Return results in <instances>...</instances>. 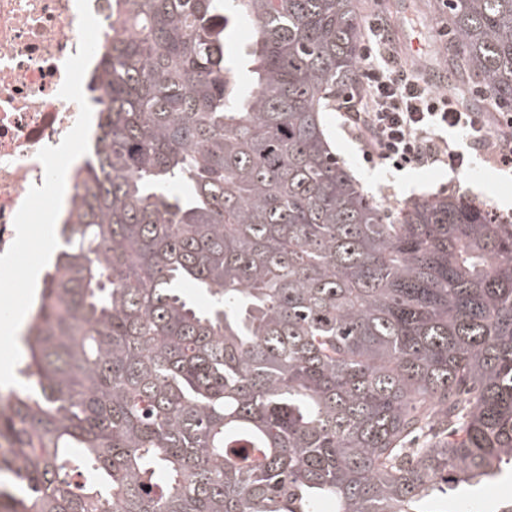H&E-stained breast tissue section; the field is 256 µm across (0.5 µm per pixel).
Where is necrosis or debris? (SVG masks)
Listing matches in <instances>:
<instances>
[{
    "label": "necrosis or debris",
    "instance_id": "necrosis-or-debris-1",
    "mask_svg": "<svg viewBox=\"0 0 512 512\" xmlns=\"http://www.w3.org/2000/svg\"><path fill=\"white\" fill-rule=\"evenodd\" d=\"M78 22L76 0H0V254L30 188L43 183L38 151L59 145L77 120V104L59 91Z\"/></svg>",
    "mask_w": 512,
    "mask_h": 512
}]
</instances>
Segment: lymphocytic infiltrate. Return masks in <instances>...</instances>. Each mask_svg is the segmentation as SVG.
I'll return each instance as SVG.
<instances>
[{
    "mask_svg": "<svg viewBox=\"0 0 512 512\" xmlns=\"http://www.w3.org/2000/svg\"><path fill=\"white\" fill-rule=\"evenodd\" d=\"M369 30L360 51L362 75L344 94L342 114L367 162L396 170L435 165L464 170L468 154L449 141L456 135L476 149L494 145L500 162L512 164V110L491 120L470 110L456 95L437 91L420 67L402 62L384 18H372Z\"/></svg>",
    "mask_w": 512,
    "mask_h": 512,
    "instance_id": "obj_1",
    "label": "lymphocytic infiltrate"
}]
</instances>
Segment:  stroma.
<instances>
[{
    "mask_svg": "<svg viewBox=\"0 0 512 512\" xmlns=\"http://www.w3.org/2000/svg\"><path fill=\"white\" fill-rule=\"evenodd\" d=\"M435 3L436 0H360L358 23L366 25L374 15L389 19L404 60L421 65L437 89H455L465 105H473L470 87L452 86L448 79L442 50L447 40V17L436 11ZM324 123L330 147L339 161L366 192L387 205L456 194L512 221V169L499 167L486 153H472V165L465 174L439 167L397 171L364 161L359 142L344 127L338 111L325 113Z\"/></svg>",
    "mask_w": 512,
    "mask_h": 512,
    "instance_id": "stroma-1",
    "label": "stroma"
}]
</instances>
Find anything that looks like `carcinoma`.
I'll use <instances>...</instances> for the list:
<instances>
[{
	"mask_svg": "<svg viewBox=\"0 0 512 512\" xmlns=\"http://www.w3.org/2000/svg\"><path fill=\"white\" fill-rule=\"evenodd\" d=\"M358 2L112 0L0 512H481L512 477V224L392 219L337 160ZM447 9L450 74L512 106V0ZM85 160L83 159H76L71 165H70V174H71V194L69 198V202L67 204L62 203V207L58 216V224H56V236L58 239V229L59 224H65L66 222H70L72 218L76 217L77 213V206H76V200H77V192L75 190V181L74 177L77 174V172L84 166Z\"/></svg>",
	"mask_w": 512,
	"mask_h": 512,
	"instance_id": "carcinoma-1",
	"label": "carcinoma"
}]
</instances>
